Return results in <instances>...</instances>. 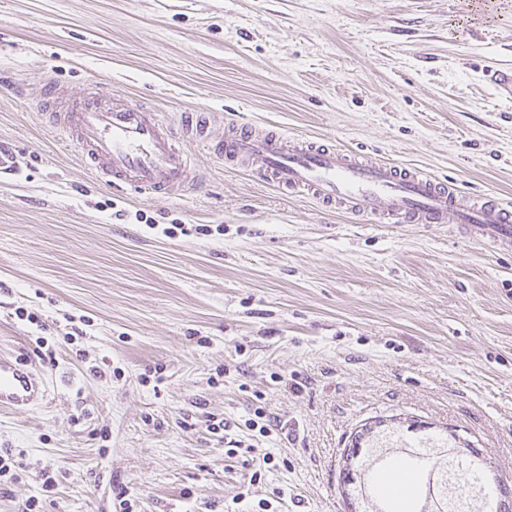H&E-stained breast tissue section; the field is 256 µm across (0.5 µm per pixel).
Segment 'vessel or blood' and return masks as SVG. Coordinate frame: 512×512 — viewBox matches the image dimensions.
<instances>
[{"label": "vessel or blood", "instance_id": "obj_1", "mask_svg": "<svg viewBox=\"0 0 512 512\" xmlns=\"http://www.w3.org/2000/svg\"><path fill=\"white\" fill-rule=\"evenodd\" d=\"M48 122L82 150L84 165L115 187L168 197L197 180L193 157L181 140L201 143L232 166H242L271 186L300 193L329 209L366 216L381 223L444 224L459 229L492 250L512 249V205L487 196L464 201L455 182L391 161L372 160L329 143L291 135L278 127L249 121L227 125L222 140H212V116L185 112L171 124L149 108L113 97L99 85L81 98L48 83ZM44 390L32 371L0 354V408L39 403ZM397 433L402 447L441 444L466 446L455 430L421 422L393 421L362 430L359 446L374 444L385 431Z\"/></svg>", "mask_w": 512, "mask_h": 512}]
</instances>
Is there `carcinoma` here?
<instances>
[{"mask_svg": "<svg viewBox=\"0 0 512 512\" xmlns=\"http://www.w3.org/2000/svg\"><path fill=\"white\" fill-rule=\"evenodd\" d=\"M354 467L344 473L359 500L354 512H395L380 486L398 468L409 474L414 495L409 512H493L491 492L504 477L486 456L456 448H350Z\"/></svg>", "mask_w": 512, "mask_h": 512, "instance_id": "1", "label": "carcinoma"}]
</instances>
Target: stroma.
<instances>
[{
  "label": "stroma",
  "instance_id": "stroma-1",
  "mask_svg": "<svg viewBox=\"0 0 512 512\" xmlns=\"http://www.w3.org/2000/svg\"><path fill=\"white\" fill-rule=\"evenodd\" d=\"M508 68L512 0H0V352L46 388L0 411L23 463L0 512H115L119 486L133 512H346L351 434L398 414L468 432L512 477V253L325 209L191 140L198 187L116 191L40 114L47 80L108 83L173 123L213 111L217 137L277 125L512 202V100L485 76ZM144 214L224 231L170 239ZM256 401L287 431L253 436ZM205 411L279 466L248 483L227 439L180 429Z\"/></svg>",
  "mask_w": 512,
  "mask_h": 512
}]
</instances>
